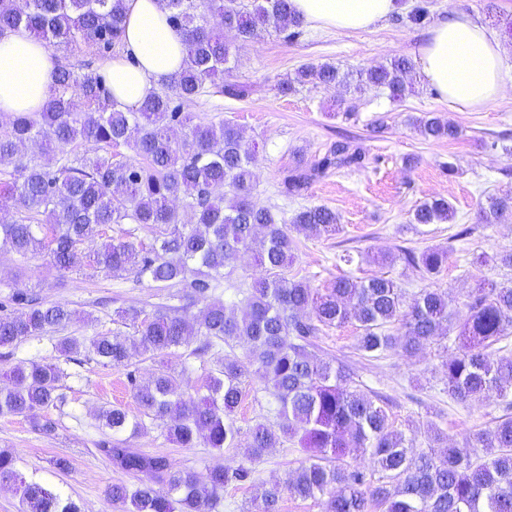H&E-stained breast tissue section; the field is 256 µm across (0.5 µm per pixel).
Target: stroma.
Here are the masks:
<instances>
[{"label": "stroma", "mask_w": 512, "mask_h": 512, "mask_svg": "<svg viewBox=\"0 0 512 512\" xmlns=\"http://www.w3.org/2000/svg\"><path fill=\"white\" fill-rule=\"evenodd\" d=\"M399 8L385 21L361 31L321 29L304 24L300 36L265 32L249 42H234L235 67L231 79L247 89L244 98L213 95L188 105L195 121L226 119L235 123L248 142L256 143L257 195L259 204L274 207L284 220L307 206L322 205L340 218L338 232L330 237L294 234L295 259L291 276L311 287H327L336 276L366 279L388 272L407 293L430 286L461 301L482 278L499 282L512 279V271L493 263L476 264V257L512 248V214L497 224L477 223V213L489 196L512 195V0H398ZM427 7L420 24L410 23L409 11ZM454 12L477 18L504 46V94L488 108L456 111L449 107L420 72H413L414 90L395 101L382 88L362 92L336 85L304 84L281 94V81L294 78L306 64L330 63L352 71L404 57L416 59L429 27ZM121 46L103 51L91 44L53 48L58 64L82 72L101 70L119 55ZM437 112L455 123L457 138L424 139L413 125L415 118ZM347 140L364 152L362 167L341 168L311 183L299 196L286 194L282 178L297 161L312 162L339 140ZM445 198L454 216L444 223L418 225L413 212L423 201ZM470 235H462L463 227ZM447 246L448 264L433 280L395 263L381 268L377 255L407 247L418 251ZM351 262H344V255ZM37 293L43 302H66L77 312L67 327L70 336L88 338L111 330L116 311L141 309L162 300L150 283L126 275L89 270L58 274L41 254L19 257L0 251V302L15 289ZM355 325L324 330L316 340L323 357L346 364L360 389L375 391L388 400L387 412L395 428L425 421L427 410L439 411L438 424L455 445L466 436L491 427L501 415L504 399L490 395L481 401L460 403L444 390L441 362L444 342H436L416 357L390 352L380 359L356 348ZM57 334L30 337L0 346V387L6 371L21 361L56 358L62 370L59 401L41 411L52 422L51 433L35 429L21 416L0 415V451L14 456L20 470L47 488L71 499L80 512H120L108 496L122 472L98 450L111 438L100 427V408L120 404L130 414L139 408L127 384L126 373L135 370L140 379L155 371V360L133 356L127 366H106L87 353L74 358L57 356ZM129 447L166 457L174 469L206 477L210 468L241 463V448L224 453L198 445L185 448L169 440L162 427L148 423L145 431L128 438ZM66 468H58L59 460ZM306 460L299 445L285 443L268 451L256 467L261 480L284 479Z\"/></svg>", "instance_id": "1"}]
</instances>
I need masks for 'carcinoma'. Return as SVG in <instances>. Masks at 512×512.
Listing matches in <instances>:
<instances>
[{"instance_id": "carcinoma-1", "label": "carcinoma", "mask_w": 512, "mask_h": 512, "mask_svg": "<svg viewBox=\"0 0 512 512\" xmlns=\"http://www.w3.org/2000/svg\"><path fill=\"white\" fill-rule=\"evenodd\" d=\"M169 21L184 41L185 58L176 77L130 110L116 101L102 76L77 74L60 66L40 112H15L0 127V210L15 218L0 222V248L24 258L44 252L60 273L76 267L127 274L157 288H173L151 308L119 310L117 327L88 340L62 336L55 350L63 356L85 350L103 365L124 366L132 352L157 356L186 348L203 358L220 348L224 358L210 371L194 397L189 376L159 364L152 378L128 384L142 418L121 405L99 413L102 427L114 434L137 435L143 418L158 422L167 437L191 448L198 442L218 452L234 448L241 437L233 414L246 383L256 377L275 404V421L248 429L245 462L235 468L216 465L206 480L171 468L163 456L149 455L120 442L103 440L100 452L126 474L148 473L151 484H112L109 496L121 512H211L224 488L255 490L262 512H280L283 494L319 502L324 512H512V415L472 435L477 450L448 446V434L427 423V449L418 453V428L398 430L389 421L384 398L355 383L344 364L316 351L315 339L326 328L356 325L357 349L367 357L398 351L407 357L454 337L456 352L442 363L448 396L465 403L493 393L512 394V350L500 342L512 334V283L480 281L457 305L439 288H422L412 298L392 277L336 278L320 291L288 276L294 240L288 227L308 237L339 230V216L324 206L306 207L280 221L273 207L254 201L256 146L243 139L230 121L190 124L183 111L206 95L245 96L243 86L224 79L232 54L224 30L248 42L263 32L300 28L304 19L290 0H162ZM126 0H0V34L26 28L47 46L93 42L105 49L125 34ZM411 63L395 58L386 64L342 74L333 65H305L295 81H282L286 94L294 83L355 90L384 87L393 99L409 93ZM80 100L83 111L75 108ZM426 139L454 138L457 127L434 112L416 118ZM89 155H69L76 141ZM132 150L136 158L115 159L113 148ZM56 155L54 164L35 156ZM364 156L347 141L334 143L312 163L298 162L284 177L285 191L300 195L333 169L359 166ZM512 212V196L488 198L477 223L497 224ZM451 216L448 201H425L414 211L417 224H436ZM135 224L158 230L152 242L114 239L106 229ZM252 251L264 276L238 290L229 301L211 294ZM432 280L448 264V249L420 252L401 248L396 260ZM0 304V346L65 330L76 312L65 303L44 304L15 290ZM203 304L189 318L188 310ZM497 346L498 357L488 350ZM238 348L244 354L235 353ZM61 370L51 360L13 367L10 385L0 388V414L22 415L49 433L52 423L41 410L57 399ZM298 438L309 452L307 463L284 480L258 481L256 465L271 448ZM353 451L368 455L366 468L350 462ZM0 479L13 484L21 512H80L69 499L26 477L15 458L0 451Z\"/></svg>"}]
</instances>
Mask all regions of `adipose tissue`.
I'll return each mask as SVG.
<instances>
[{
    "label": "adipose tissue",
    "mask_w": 512,
    "mask_h": 512,
    "mask_svg": "<svg viewBox=\"0 0 512 512\" xmlns=\"http://www.w3.org/2000/svg\"><path fill=\"white\" fill-rule=\"evenodd\" d=\"M306 21L342 31L366 30L396 8L395 0H291ZM126 53L103 71L113 97L138 106L169 83L185 57L181 35L168 23L161 0H129ZM504 49L471 17L457 15L428 31L420 50L427 84L451 102L480 110L503 93ZM56 62L44 42L20 28L0 35V114L41 111L53 89Z\"/></svg>",
    "instance_id": "obj_1"
}]
</instances>
